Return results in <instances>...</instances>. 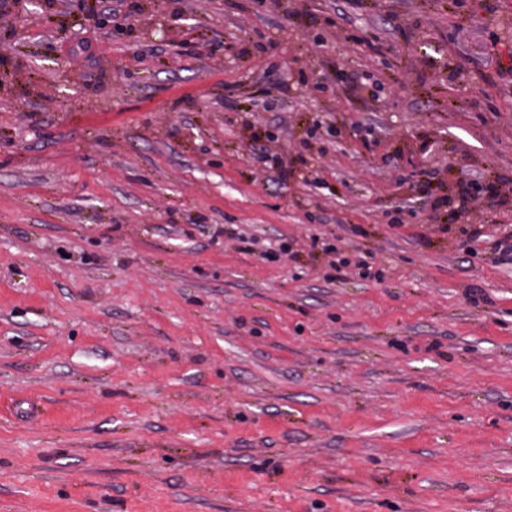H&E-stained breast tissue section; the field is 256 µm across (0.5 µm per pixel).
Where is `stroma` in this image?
I'll use <instances>...</instances> for the list:
<instances>
[{
  "mask_svg": "<svg viewBox=\"0 0 512 512\" xmlns=\"http://www.w3.org/2000/svg\"><path fill=\"white\" fill-rule=\"evenodd\" d=\"M4 31L0 512H512V0Z\"/></svg>",
  "mask_w": 512,
  "mask_h": 512,
  "instance_id": "1",
  "label": "stroma"
}]
</instances>
